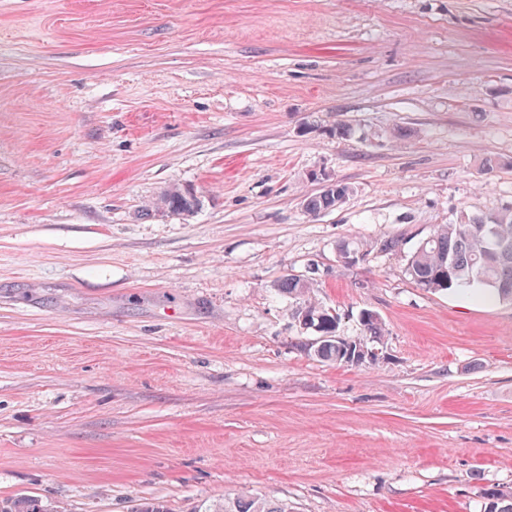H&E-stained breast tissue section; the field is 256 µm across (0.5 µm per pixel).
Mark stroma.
Returning a JSON list of instances; mask_svg holds the SVG:
<instances>
[{
    "label": "stroma",
    "instance_id": "stroma-1",
    "mask_svg": "<svg viewBox=\"0 0 512 512\" xmlns=\"http://www.w3.org/2000/svg\"><path fill=\"white\" fill-rule=\"evenodd\" d=\"M174 184L201 207L146 211ZM506 210L512 0H0V496L484 512L512 301L419 288L405 253ZM288 273L377 361L307 351ZM350 191V187L346 184L336 182L330 187L322 188L315 195L307 197L304 200L305 210L310 214L332 210L344 202ZM311 284V281L304 275L297 277L293 274H286L278 281L276 287L282 294L304 298L309 292ZM209 512H293L288 502L271 501L256 495L236 494L224 497V503Z\"/></svg>",
    "mask_w": 512,
    "mask_h": 512
}]
</instances>
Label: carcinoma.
Returning <instances> with one entry per match:
<instances>
[{"mask_svg":"<svg viewBox=\"0 0 512 512\" xmlns=\"http://www.w3.org/2000/svg\"><path fill=\"white\" fill-rule=\"evenodd\" d=\"M350 187L336 182L304 200L306 212L317 214L332 210L344 202ZM200 206L196 194L173 185L156 202V208L173 214H189ZM406 272L420 288L448 291L481 287L494 298L512 301V212L495 217L463 216L455 224H441L424 239L407 259ZM282 294L305 297L311 281L305 276L284 275L276 284ZM309 317L323 340L311 346L316 356L336 363L346 352L336 341L338 315L312 302L299 310ZM484 512H512V497L496 490L483 493ZM0 512H58L31 496L0 498ZM213 512H292L288 503L271 501L256 495L236 494L224 498Z\"/></svg>","mask_w":512,"mask_h":512,"instance_id":"obj_1","label":"carcinoma"}]
</instances>
